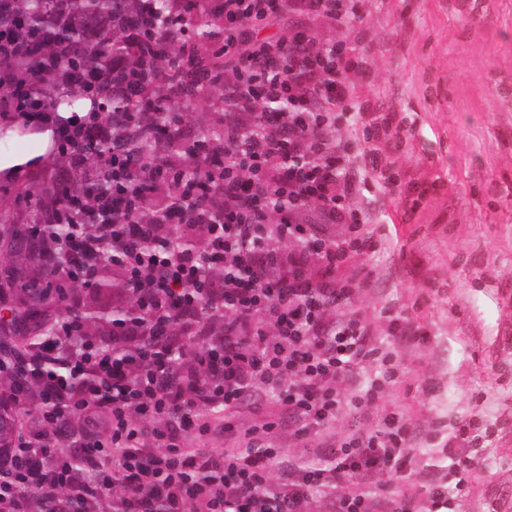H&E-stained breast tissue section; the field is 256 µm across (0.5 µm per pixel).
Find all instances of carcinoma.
I'll use <instances>...</instances> for the list:
<instances>
[{
    "instance_id": "1",
    "label": "carcinoma",
    "mask_w": 512,
    "mask_h": 512,
    "mask_svg": "<svg viewBox=\"0 0 512 512\" xmlns=\"http://www.w3.org/2000/svg\"><path fill=\"white\" fill-rule=\"evenodd\" d=\"M177 0H0V31L9 36V52L0 60V184L19 188L18 199L28 210L29 223L15 227L18 240L7 248L10 266L0 275V290L8 294L12 322L29 333V347L39 348L54 335L51 312L63 292L53 288L55 246L72 224L98 220L95 204L112 192L107 173L112 152H123L149 166L158 164L153 126L170 129L171 157L193 161L196 141L166 123L164 95L178 88L179 97L192 105L206 86L219 80L214 57L181 54L191 33L200 40L213 38L204 13L183 12ZM156 102V111L144 110V94ZM54 113L61 127L79 123L88 112L103 115L111 136L63 144L45 129L12 116L17 102ZM84 157V166L72 167V157ZM58 157L68 167L59 182L37 166L46 157ZM100 290H124L122 270L104 263L97 271ZM82 323L92 329L118 328L135 319L131 307L88 312ZM151 340H114L112 353L133 357Z\"/></svg>"
}]
</instances>
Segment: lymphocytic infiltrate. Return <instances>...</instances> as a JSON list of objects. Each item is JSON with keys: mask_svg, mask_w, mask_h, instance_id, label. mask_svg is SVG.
Segmentation results:
<instances>
[{"mask_svg": "<svg viewBox=\"0 0 512 512\" xmlns=\"http://www.w3.org/2000/svg\"><path fill=\"white\" fill-rule=\"evenodd\" d=\"M360 0H223L224 142L198 151L197 174L181 172L176 198L153 223L141 212L145 195L130 193L136 159L112 158V196L100 201L98 224H75L59 246L69 280L92 287L102 260L122 266L141 317L119 328L132 339L152 337L146 353L115 359L88 336L78 317L63 321L50 345L18 369L19 385L0 402L19 405L37 384L46 404L27 436L0 456V512H95L116 492L126 512H308L311 492L355 483L337 495L333 512H448L451 503L434 469L420 498L411 484L395 495L383 478L402 476L417 435L402 412H387L375 429L337 437L320 464H289L288 482L274 487L280 451L260 446L219 458L184 443L204 431L200 407L237 406L255 390L277 392L304 437L346 407L372 406L398 377L392 352L371 345L369 328L347 314L368 281H337L355 255L372 249L353 158L330 133L337 113L352 106L346 74L355 63L345 42L321 43L297 32L256 39L241 48L243 28L289 10L353 23ZM310 203L339 225L330 236L299 223ZM296 241L292 251L281 241ZM200 350L173 366L182 336ZM381 368L361 388L352 378L364 360ZM82 423L81 465L59 456L56 441L71 419ZM479 427L453 430L447 454L460 482L475 463L467 452ZM155 447H141L144 437Z\"/></svg>", "mask_w": 512, "mask_h": 512, "instance_id": "obj_1", "label": "lymphocytic infiltrate"}]
</instances>
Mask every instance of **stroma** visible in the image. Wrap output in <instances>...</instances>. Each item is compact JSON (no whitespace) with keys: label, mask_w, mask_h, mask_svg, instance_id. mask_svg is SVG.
<instances>
[{"label":"stroma","mask_w":512,"mask_h":512,"mask_svg":"<svg viewBox=\"0 0 512 512\" xmlns=\"http://www.w3.org/2000/svg\"><path fill=\"white\" fill-rule=\"evenodd\" d=\"M295 31L345 42L354 105L370 104L398 129L376 165L350 115L335 132L356 157L361 190L351 204L377 242L350 264L370 274L351 308L372 345L393 351L398 379L365 412L345 410L304 439L259 391L234 409L205 411L207 431L186 445L243 451L253 428L272 423L264 438L282 450L272 480L283 483L289 461L315 459L327 438L375 428L398 410L419 434L408 458L417 474L449 465L427 438L434 425L495 422L501 433L475 449L470 492L451 478L448 496L454 512H512V0H363L350 29L294 11L247 26L244 38ZM223 129L224 105L208 94L181 125L192 139ZM386 307L413 320L420 339L396 341L380 316Z\"/></svg>","instance_id":"obj_1"}]
</instances>
